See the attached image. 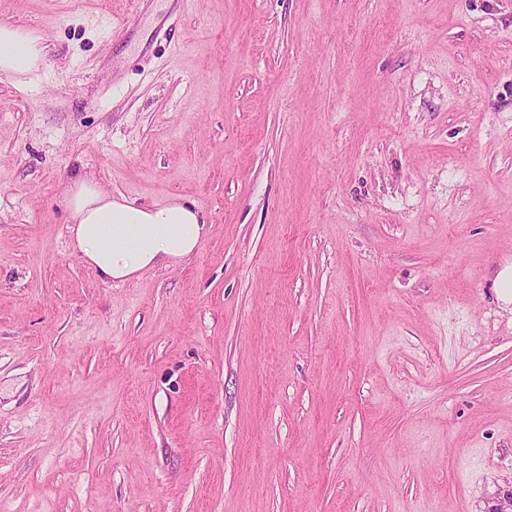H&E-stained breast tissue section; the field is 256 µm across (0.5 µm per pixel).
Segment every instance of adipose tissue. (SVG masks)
I'll list each match as a JSON object with an SVG mask.
<instances>
[{
  "label": "adipose tissue",
  "mask_w": 512,
  "mask_h": 512,
  "mask_svg": "<svg viewBox=\"0 0 512 512\" xmlns=\"http://www.w3.org/2000/svg\"><path fill=\"white\" fill-rule=\"evenodd\" d=\"M45 47L36 33L0 22V72L35 73ZM69 232L81 258L108 283L190 257L205 231L203 214L179 199L143 206L103 191L85 173L69 177L62 194Z\"/></svg>",
  "instance_id": "adipose-tissue-1"
}]
</instances>
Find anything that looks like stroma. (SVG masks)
<instances>
[{"mask_svg":"<svg viewBox=\"0 0 512 512\" xmlns=\"http://www.w3.org/2000/svg\"><path fill=\"white\" fill-rule=\"evenodd\" d=\"M0 0V512H512V0ZM179 197L104 282L63 180ZM45 47L36 33L0 22V72L19 76L35 73Z\"/></svg>","mask_w":512,"mask_h":512,"instance_id":"1","label":"stroma"}]
</instances>
